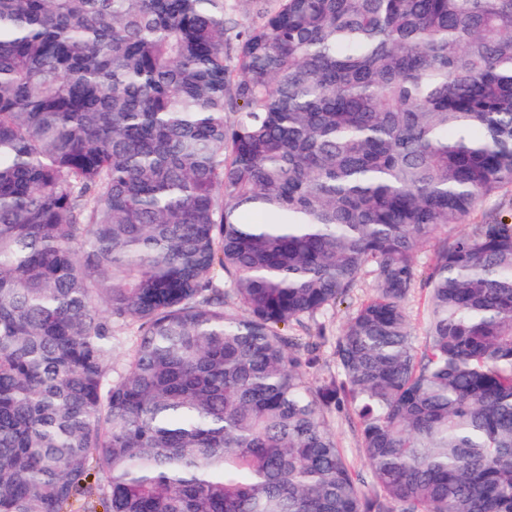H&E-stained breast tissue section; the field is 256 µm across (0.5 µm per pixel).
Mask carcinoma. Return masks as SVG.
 Wrapping results in <instances>:
<instances>
[{"mask_svg":"<svg viewBox=\"0 0 512 512\" xmlns=\"http://www.w3.org/2000/svg\"><path fill=\"white\" fill-rule=\"evenodd\" d=\"M224 2L0 0V512H512V0ZM254 18L251 0H227L226 21L243 25L250 23ZM504 216L508 222L512 223V188L508 187L500 192L488 197L482 204L481 209L474 215L469 223L478 222L485 215ZM466 223L448 230V238L461 233H466L471 229V225ZM374 288L375 280L372 268L367 267L361 273L356 287L350 291L343 302L337 303L317 315L316 322L323 324L326 336L325 340L319 344V348L312 354L314 362L307 369V374L313 383L319 384L330 379L331 376H335L337 380L341 379L335 356L336 338L340 335L348 317L371 296ZM406 309L414 330L422 341L424 322L428 313V287L419 281L406 301ZM336 441L343 448L346 457L356 472L368 477V469L359 452V443L356 431V421L350 414L349 407L345 404L327 415Z\"/></svg>","mask_w":512,"mask_h":512,"instance_id":"cac0c4a2","label":"carcinoma"}]
</instances>
